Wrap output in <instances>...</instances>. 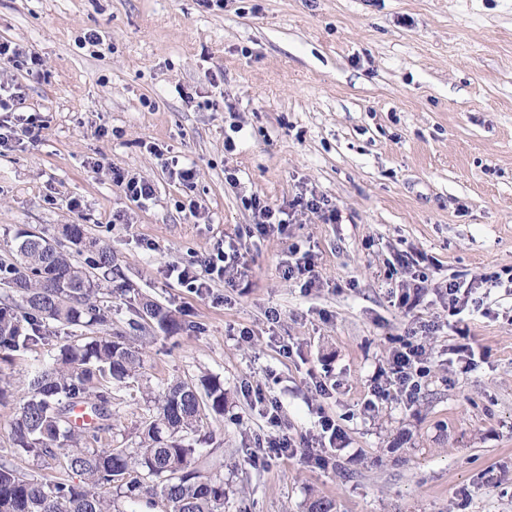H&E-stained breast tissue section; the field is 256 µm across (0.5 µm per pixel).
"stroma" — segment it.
Segmentation results:
<instances>
[{"mask_svg": "<svg viewBox=\"0 0 512 512\" xmlns=\"http://www.w3.org/2000/svg\"><path fill=\"white\" fill-rule=\"evenodd\" d=\"M90 31L101 44L83 43ZM1 39L42 60L40 75L10 67L0 82L21 85L44 128L0 154V257L20 231L84 225L120 272L102 296L113 331L133 296L182 325L143 343L142 376L113 387V447L137 443L144 388L207 374L228 398L204 447L226 512H307L322 497L336 512H512V290L491 289V317L462 314L483 351L465 372L433 288L512 267V0H0ZM171 157L193 165L192 187L165 170ZM116 169L152 181L154 199L129 201ZM310 193L339 223L305 210L287 237L250 244L247 197L285 208ZM220 239L244 244L235 286L168 278ZM292 241L320 287L283 278ZM406 253L426 255L430 282L410 311L391 295ZM423 324L417 400L365 409L376 367ZM44 355L0 366V460L28 475L39 463L15 452L10 424ZM323 414L347 447L324 437ZM282 431L293 457L264 448Z\"/></svg>", "mask_w": 512, "mask_h": 512, "instance_id": "1", "label": "stroma"}]
</instances>
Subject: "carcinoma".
Returning <instances> with one entry per match:
<instances>
[{
    "mask_svg": "<svg viewBox=\"0 0 512 512\" xmlns=\"http://www.w3.org/2000/svg\"><path fill=\"white\" fill-rule=\"evenodd\" d=\"M64 236L75 247L85 245L81 224H67ZM46 238L20 235L11 258H0V360L35 347H50V361L27 379V400L11 425L15 447L32 452L47 473L26 475L0 461V512H138L145 481L155 483L165 512H224V475L203 472L201 445L212 440L202 433L207 414L224 415V385L203 376L199 382L173 381L158 393L148 392L149 417L139 429L135 448H114L102 442L112 430V384H122L142 368L141 352L126 337L105 333L53 346L46 322L95 327L108 322L100 305L104 281L119 271L112 251L95 247L87 266L73 262L71 252L47 249ZM67 300L62 301L60 297ZM135 331L155 323L173 335L179 324L162 305L140 299L133 306ZM83 406L90 421L71 420ZM77 475L80 483L70 477ZM113 489L115 498L100 492ZM126 508H115L116 501Z\"/></svg>",
    "mask_w": 512,
    "mask_h": 512,
    "instance_id": "obj_1",
    "label": "carcinoma"
}]
</instances>
